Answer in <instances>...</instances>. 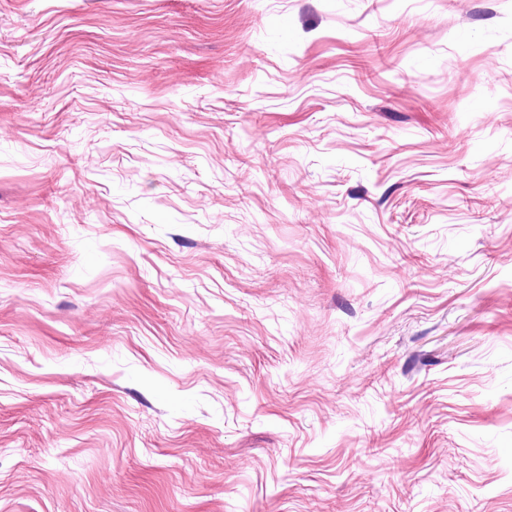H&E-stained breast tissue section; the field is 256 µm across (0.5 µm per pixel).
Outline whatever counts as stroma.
Listing matches in <instances>:
<instances>
[{
	"instance_id": "stroma-1",
	"label": "stroma",
	"mask_w": 512,
	"mask_h": 512,
	"mask_svg": "<svg viewBox=\"0 0 512 512\" xmlns=\"http://www.w3.org/2000/svg\"><path fill=\"white\" fill-rule=\"evenodd\" d=\"M0 512H512V0H0Z\"/></svg>"
}]
</instances>
